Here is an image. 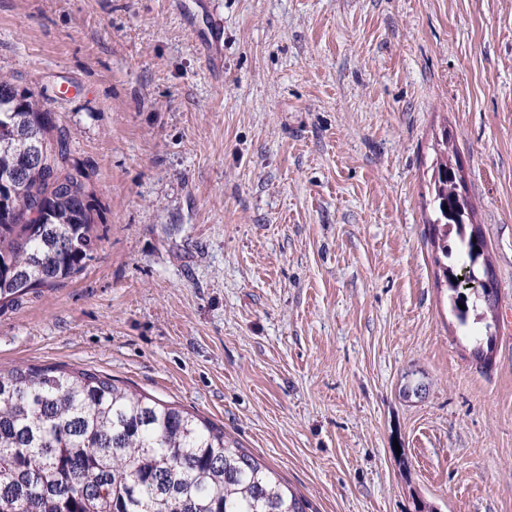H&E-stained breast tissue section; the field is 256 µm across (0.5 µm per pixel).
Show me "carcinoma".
Segmentation results:
<instances>
[{
  "label": "carcinoma",
  "instance_id": "cac0c4a2",
  "mask_svg": "<svg viewBox=\"0 0 512 512\" xmlns=\"http://www.w3.org/2000/svg\"><path fill=\"white\" fill-rule=\"evenodd\" d=\"M428 224L446 281L455 257L479 278L488 251H475L472 204L459 210L462 177L433 169ZM90 173L69 159L68 134L43 101L0 75V309L81 275L98 237ZM457 248L448 247V226ZM453 310L468 329L470 307ZM465 308H460V305ZM0 512H313L311 503L211 422L64 366L0 369Z\"/></svg>",
  "mask_w": 512,
  "mask_h": 512
}]
</instances>
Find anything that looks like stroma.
Wrapping results in <instances>:
<instances>
[{"label":"stroma","mask_w":512,"mask_h":512,"mask_svg":"<svg viewBox=\"0 0 512 512\" xmlns=\"http://www.w3.org/2000/svg\"><path fill=\"white\" fill-rule=\"evenodd\" d=\"M175 3L0 0V74L68 130L100 237L0 312V368L176 404L317 512H512V0ZM443 152L499 285L484 368L434 263Z\"/></svg>","instance_id":"obj_1"}]
</instances>
